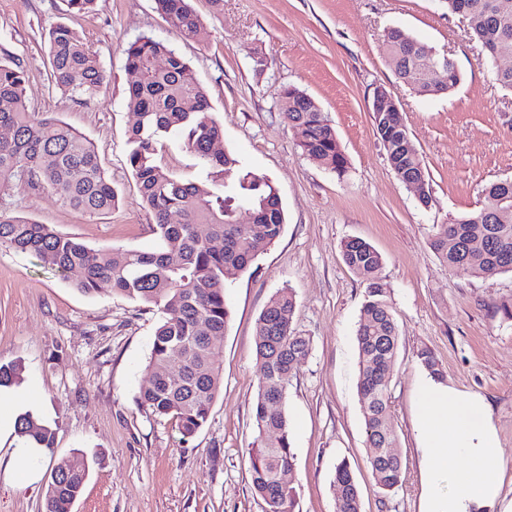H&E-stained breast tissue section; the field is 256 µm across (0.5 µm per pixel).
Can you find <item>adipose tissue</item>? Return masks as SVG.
Returning a JSON list of instances; mask_svg holds the SVG:
<instances>
[{"label": "adipose tissue", "instance_id": "obj_1", "mask_svg": "<svg viewBox=\"0 0 512 512\" xmlns=\"http://www.w3.org/2000/svg\"><path fill=\"white\" fill-rule=\"evenodd\" d=\"M415 424L425 465L422 512H485L499 496L489 480L500 465L499 441L482 398L454 395L424 377Z\"/></svg>", "mask_w": 512, "mask_h": 512}]
</instances>
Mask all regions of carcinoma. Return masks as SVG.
I'll return each mask as SVG.
<instances>
[{
	"instance_id": "cac0c4a2",
	"label": "carcinoma",
	"mask_w": 512,
	"mask_h": 512,
	"mask_svg": "<svg viewBox=\"0 0 512 512\" xmlns=\"http://www.w3.org/2000/svg\"><path fill=\"white\" fill-rule=\"evenodd\" d=\"M451 15L484 19L473 38L484 48V63L496 55H512V0H445ZM156 9L183 36L197 34L200 21L190 0H155ZM50 77L55 86L91 98L105 74L87 45L68 26L48 33ZM396 63L398 79L420 96L451 91L460 72L451 66L440 89L424 84V71L442 60L436 47L400 28L384 33ZM127 68L139 75L128 89L127 106L138 115L129 133L128 163L145 205L154 216L161 245L154 251L95 250L29 217L0 211V246L33 254L45 267L64 273L81 271L75 282L84 294H109L157 309L156 327L146 366L140 403L149 415L169 418L188 440L207 423L223 377L209 337L222 336L231 312L224 299L226 281L248 271L260 250L274 243L284 226V213L274 185L240 165L219 148L222 125L210 112L207 95L189 65L164 42L141 36L125 50ZM25 70L0 62V192L29 188L54 194L61 203L92 216L104 215L117 203L92 143L48 113L30 110L24 95ZM284 112L297 146L309 160L342 177L348 160L327 116L295 87L282 89ZM376 135L401 182L426 179L425 164L399 112L373 113ZM173 135L200 161L204 181H184L156 164L157 146ZM481 207L436 224L428 244L451 270L472 276L512 272V179L487 184ZM245 204L256 223L240 224L237 208ZM176 215L179 220L170 221ZM208 234H200V227ZM479 238L482 244L471 245ZM347 266L365 284L356 328L359 356L357 390L362 405L374 486L389 493L403 480V459L390 411L391 382L399 335L387 289L377 277L382 256L368 242L351 238L341 244ZM296 302L292 290L280 289L256 322L255 350L261 381L253 403L257 435L248 449L252 488L265 512H294L296 490L284 474L294 470L288 388L296 369L310 354V338L292 327ZM422 368L442 378L433 352L418 354ZM180 365L174 379L169 365ZM17 362H0V387L19 383ZM16 433L27 443L54 448L49 424L30 413L17 418ZM89 473L84 454H74L67 470H52L44 512H72ZM336 512H361V496L346 461L333 478Z\"/></svg>"
}]
</instances>
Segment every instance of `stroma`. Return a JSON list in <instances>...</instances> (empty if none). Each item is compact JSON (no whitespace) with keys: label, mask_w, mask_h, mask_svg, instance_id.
<instances>
[{"label":"stroma","mask_w":512,"mask_h":512,"mask_svg":"<svg viewBox=\"0 0 512 512\" xmlns=\"http://www.w3.org/2000/svg\"><path fill=\"white\" fill-rule=\"evenodd\" d=\"M201 26L183 37L154 0H95L89 13L66 0H0V61L21 63L33 111L55 113L94 145L118 205L91 216L50 193L13 189L0 208L32 217L93 249L154 250V217L142 202L127 155L136 116L127 106L135 75L125 49L148 35L169 44L205 88L224 129L223 150L276 187L285 223L248 272L228 283L231 320L214 340L223 387L207 424L182 440L174 422L149 416L137 398L160 314L112 295L75 289L79 271L43 267L29 253L0 249V361L20 362L23 381L0 391V409L33 413L55 432L53 452L36 451L31 470L8 469L23 452L15 435L0 440V512H42L51 467L83 451L89 476L73 512H264L251 490L248 450L260 371L256 321L270 298L291 288L293 326L311 353L288 389L295 457V512H335L331 484L347 461L361 512H420L424 480L415 430L423 370L433 351L459 394L488 404L502 465L492 476L500 504L512 501V273H456L433 253V225L477 210L489 182L512 178V92L498 86L470 40V20L444 0H191ZM65 23L106 73L95 96L81 99L52 85L47 36ZM399 27L452 57L461 82L448 94L421 96L398 79L383 43ZM266 58L256 71L253 56ZM307 94L325 112L345 153V176L302 155L286 123L283 87ZM395 99L428 171L432 201L390 168L374 130L377 87ZM164 170L203 177L181 137L156 155ZM370 243L382 256L399 332L392 380V422L404 461L401 486L375 488L371 450L357 394L354 336L365 287L344 262L341 244Z\"/></svg>","instance_id":"obj_1"}]
</instances>
